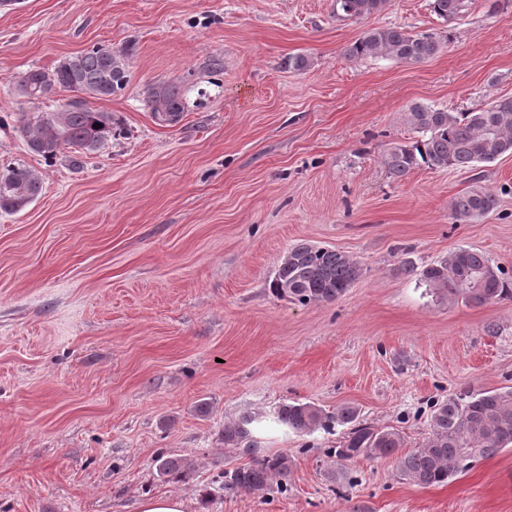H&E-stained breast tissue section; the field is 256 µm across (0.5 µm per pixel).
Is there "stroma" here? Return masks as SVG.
<instances>
[{
	"label": "stroma",
	"mask_w": 512,
	"mask_h": 512,
	"mask_svg": "<svg viewBox=\"0 0 512 512\" xmlns=\"http://www.w3.org/2000/svg\"><path fill=\"white\" fill-rule=\"evenodd\" d=\"M393 25L451 40L415 65L344 57L366 29ZM95 45L129 52L125 90L98 103L122 134L76 160L30 153L14 121L21 76ZM296 54L308 70L289 69ZM155 82L186 89L177 124L148 109ZM503 95L512 0H469L451 24L429 0L360 19L337 17L335 0L0 7V165L23 163L43 185L0 213V512H137L163 494L185 512H512V449L422 487L392 457L337 466L343 428L299 435L272 421L285 403H351L408 452L436 403L512 386V299L451 306L403 271L470 247L512 274V155L399 179L382 162L413 136L410 104L466 112ZM476 184L498 208L455 221L451 200ZM300 242L349 255L360 278L331 302L275 296ZM246 413L266 419L265 453L291 456L287 492L222 489L249 461L223 441ZM161 453L191 479L160 475Z\"/></svg>",
	"instance_id": "stroma-1"
}]
</instances>
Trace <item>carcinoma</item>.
I'll use <instances>...</instances> for the list:
<instances>
[{"label": "carcinoma", "mask_w": 512, "mask_h": 512, "mask_svg": "<svg viewBox=\"0 0 512 512\" xmlns=\"http://www.w3.org/2000/svg\"><path fill=\"white\" fill-rule=\"evenodd\" d=\"M387 0H336V16L360 18L381 10ZM431 12L445 22L460 18L468 0H429ZM450 37L437 32H411L400 26L364 31L344 48L348 59L389 58L417 64L439 54ZM128 83L125 53L94 45L68 56L52 69L34 68L18 83V93L29 104L58 89L77 92L82 98L68 101L53 112L17 113L18 130L27 149L46 160L64 149L82 155L105 146L117 135L120 121L110 112L91 107L90 100L106 99L122 92ZM145 103L156 120L175 124L185 112L184 94L177 85L157 83L147 87ZM406 120L416 136L394 143L383 154V164L395 178L414 170L474 169L512 154V96H501L470 112H450L424 103L411 104ZM99 128H93V125ZM42 193L39 177L25 165L13 163L0 170V213H17ZM498 204L495 193L473 188L451 203L457 222L478 219ZM418 277L433 296L448 304L481 307L512 299V280L491 263L484 253L460 247L448 256L417 270ZM361 267L350 256L308 242L293 245L283 257L272 280L273 292L306 305L342 297L360 277ZM273 422L297 434L319 428L347 426L341 446L331 450L339 461L361 455L387 457L403 447L401 434L376 428L359 420L358 408L349 403L331 412L310 403L293 402L278 407ZM260 420L251 415L224 426V447L237 449L250 462L224 471L222 488L227 493L267 492L288 487L293 460L286 453H260L253 431ZM512 448V386L492 390L465 391L434 406L430 432L422 447L396 459L400 478L423 487L440 486L468 472L475 462ZM157 469L180 480L190 477L181 459L159 455Z\"/></svg>", "instance_id": "obj_1"}]
</instances>
